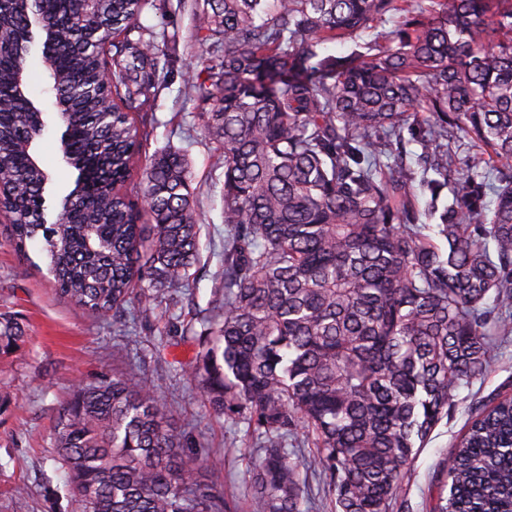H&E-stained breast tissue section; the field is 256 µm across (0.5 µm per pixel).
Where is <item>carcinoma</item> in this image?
I'll return each mask as SVG.
<instances>
[{
	"label": "carcinoma",
	"instance_id": "obj_1",
	"mask_svg": "<svg viewBox=\"0 0 512 512\" xmlns=\"http://www.w3.org/2000/svg\"><path fill=\"white\" fill-rule=\"evenodd\" d=\"M150 4L0 0V210L17 252L43 236L60 297L114 320L134 304L149 318L199 262L185 155H142L170 39L141 24ZM193 9L207 57L185 88L223 148L230 236L190 376L258 442L248 512H305L309 474L334 512H402L417 453L512 340V0ZM35 29L62 158L86 175L52 224L43 120L15 86ZM342 40L357 49L320 56ZM463 143L473 154L450 182ZM419 196L435 223L420 222ZM20 338L0 317V350ZM300 430L314 446L304 465L288 449ZM54 442L75 512H236L145 378L76 386ZM442 474L431 512H512V395L471 410Z\"/></svg>",
	"mask_w": 512,
	"mask_h": 512
}]
</instances>
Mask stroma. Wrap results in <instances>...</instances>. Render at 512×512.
I'll list each match as a JSON object with an SVG mask.
<instances>
[{
    "label": "stroma",
    "mask_w": 512,
    "mask_h": 512,
    "mask_svg": "<svg viewBox=\"0 0 512 512\" xmlns=\"http://www.w3.org/2000/svg\"><path fill=\"white\" fill-rule=\"evenodd\" d=\"M142 15L145 25L178 30L165 44L170 64L161 75L158 97L148 117L153 132L148 151L168 146L185 155L200 212V261L190 287L171 293L152 320L135 325L93 316L60 298L47 279L49 259L43 239L27 254L11 245L9 225L0 223V315L14 319L25 339L0 352V512H74L66 476L53 439L54 417L75 385L112 373H135L158 380L184 434L186 453L209 454L206 476L221 485L238 512H247L248 463L237 451L252 447L245 424L210 414L196 382L183 370L198 350L184 338L186 328L202 331L221 283L224 266V165L219 144L209 139L198 102L183 93L184 80L201 53L192 33L189 5L157 0ZM43 43L35 41L28 57L27 94L41 110L46 128L39 141L42 165L51 176L50 211L75 186L77 172L60 152L64 131L55 99L42 73ZM512 394V343L500 349L491 371L458 392V404L417 455L405 487L404 512H430L440 490L439 465L470 415L471 408L494 394ZM25 487L17 505L16 487Z\"/></svg>",
    "instance_id": "obj_1"
}]
</instances>
